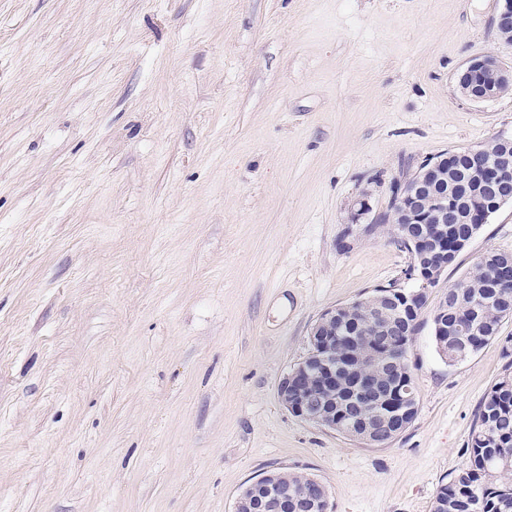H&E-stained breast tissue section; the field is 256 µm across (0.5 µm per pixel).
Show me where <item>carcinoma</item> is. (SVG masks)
I'll list each match as a JSON object with an SVG mask.
<instances>
[{
	"label": "carcinoma",
	"instance_id": "cac0c4a2",
	"mask_svg": "<svg viewBox=\"0 0 512 512\" xmlns=\"http://www.w3.org/2000/svg\"><path fill=\"white\" fill-rule=\"evenodd\" d=\"M501 150L498 140L486 146L481 156L466 150L443 153L448 179L461 182L467 174L493 160ZM480 224H453L448 233V265L456 263L463 248L458 240L468 233H479ZM494 276L489 266L475 264L453 287L448 289V336H436L434 342L439 354L450 363L456 362L453 347L461 337L470 344L469 354L497 336L502 318L512 316V275L502 279L499 288H486L484 283ZM378 295L373 291L366 297V305H356L352 311L336 320V372L342 371L343 355L351 332L366 327L364 354L376 353L379 359L394 361L391 371L385 373L388 384L395 383L394 374H403L402 386L413 384L407 362V351L416 326L400 319L388 318L376 331L370 317V305ZM354 410L339 415L336 431L349 434L358 426L367 425L373 433L375 445L384 446L399 436L413 422L412 413L390 427L386 418L389 409L383 405L352 399ZM432 512H512V361L508 362L491 390L482 401L475 428L467 444V458L458 473L439 486Z\"/></svg>",
	"mask_w": 512,
	"mask_h": 512
}]
</instances>
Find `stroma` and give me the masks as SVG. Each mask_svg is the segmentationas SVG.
Here are the masks:
<instances>
[{"label":"stroma","mask_w":512,"mask_h":512,"mask_svg":"<svg viewBox=\"0 0 512 512\" xmlns=\"http://www.w3.org/2000/svg\"><path fill=\"white\" fill-rule=\"evenodd\" d=\"M498 0H0V512H234L296 471L331 512H431L508 361L431 315L512 203L428 291L419 400L384 446L277 387L321 314L411 287L394 225L351 230L426 158L512 137V92L461 96ZM373 208L370 203V194L365 191L354 201L351 208L350 223L363 224L359 225L364 232H369L380 224L381 218L379 216L371 217Z\"/></svg>","instance_id":"obj_1"}]
</instances>
